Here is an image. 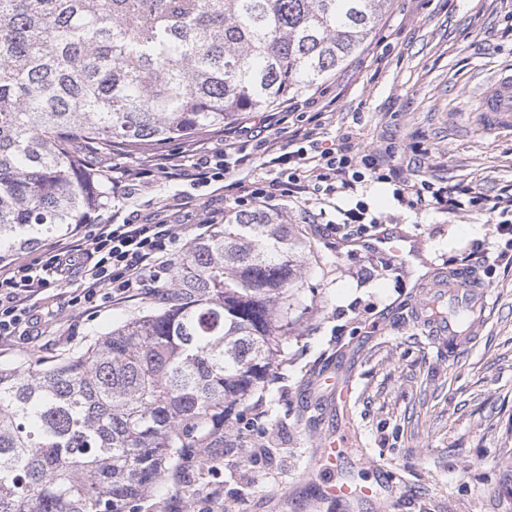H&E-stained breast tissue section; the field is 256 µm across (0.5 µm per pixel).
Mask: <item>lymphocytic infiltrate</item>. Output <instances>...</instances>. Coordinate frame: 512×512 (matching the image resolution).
Here are the masks:
<instances>
[{"label": "lymphocytic infiltrate", "instance_id": "1", "mask_svg": "<svg viewBox=\"0 0 512 512\" xmlns=\"http://www.w3.org/2000/svg\"><path fill=\"white\" fill-rule=\"evenodd\" d=\"M251 128L238 125L224 129V150L207 160L206 141H192L154 156L147 167H113L112 196L133 197L148 180L166 175L197 184L219 182L231 161L241 154ZM309 133L293 135L287 143L278 139L260 142L263 156L280 172L277 177L241 185L235 206L269 207L271 202L302 196L323 205L341 194L356 191L365 177L396 182L399 202L409 207L427 204L455 215L472 206L484 210L497 224L500 235L512 236V188L487 196L469 192L460 199L457 191L423 179L400 181L396 168L381 153L354 154L348 137L322 149H306ZM186 227L170 223L165 210L149 215L115 211L105 224L86 225L83 233L58 240L28 260L0 265V343L37 342L55 321L54 310L44 309L47 290L72 279L65 306L70 311L97 313L134 296H162L174 256L183 248Z\"/></svg>", "mask_w": 512, "mask_h": 512}]
</instances>
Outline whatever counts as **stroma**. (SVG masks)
<instances>
[{
  "label": "stroma",
  "mask_w": 512,
  "mask_h": 512,
  "mask_svg": "<svg viewBox=\"0 0 512 512\" xmlns=\"http://www.w3.org/2000/svg\"><path fill=\"white\" fill-rule=\"evenodd\" d=\"M510 64L512 0H392L346 66L296 97L290 120L304 126L330 111L320 140L346 135L355 153L391 151L401 178L493 196L512 186V128L484 126L477 99ZM247 150L250 166L223 182L161 177L123 207L148 214L182 202L200 214L232 196L233 182L275 177L255 144ZM394 189L369 177L334 209L273 202L309 246L288 344L265 383L226 414L218 467H202L200 449H186L137 512H164L174 496L184 512H373L316 492L314 450L344 422L354 448L345 471L366 484L383 469L391 512H512V246L478 208L413 209ZM357 207L380 218L377 233L416 244L427 270L461 267L487 288L486 323L471 342L454 346L418 325L413 308L426 299L418 274L346 241L340 212ZM466 224L471 233H462ZM53 303L61 313L48 336L1 345V367L50 366L151 301L137 296L92 316ZM344 381L353 393L340 409L331 386ZM215 486L216 504L205 499Z\"/></svg>",
  "instance_id": "1"
}]
</instances>
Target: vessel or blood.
<instances>
[{
	"instance_id": "vessel-or-blood-1",
	"label": "vessel or blood",
	"mask_w": 512,
	"mask_h": 512,
	"mask_svg": "<svg viewBox=\"0 0 512 512\" xmlns=\"http://www.w3.org/2000/svg\"><path fill=\"white\" fill-rule=\"evenodd\" d=\"M478 110L491 125L512 127V68L497 69L492 88L480 98ZM487 307L486 289L473 276L458 270L437 278L424 307L415 308L414 313L419 324L460 345L478 330ZM349 452V439L344 434L327 438L322 448L316 450L314 465L323 475L317 484L318 495L346 502L373 500L379 512H384L386 502L376 487H359L336 477L341 459Z\"/></svg>"
}]
</instances>
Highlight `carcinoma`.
<instances>
[{"instance_id": "1", "label": "carcinoma", "mask_w": 512, "mask_h": 512, "mask_svg": "<svg viewBox=\"0 0 512 512\" xmlns=\"http://www.w3.org/2000/svg\"><path fill=\"white\" fill-rule=\"evenodd\" d=\"M391 0H0V258L108 205L89 152L205 133L323 81ZM306 241L224 213L165 297L43 371L0 369V512H130L288 343Z\"/></svg>"}]
</instances>
